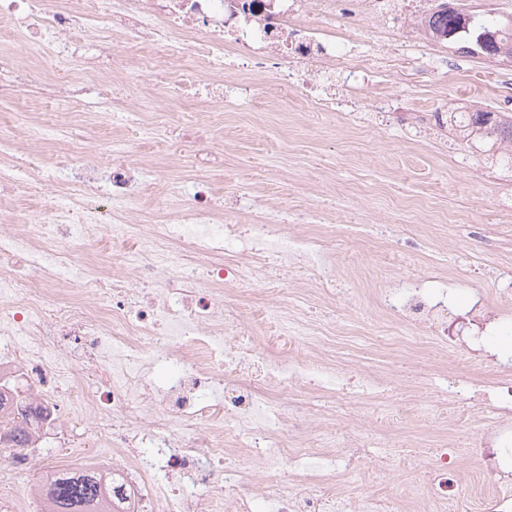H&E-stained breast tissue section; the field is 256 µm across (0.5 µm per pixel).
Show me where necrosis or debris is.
<instances>
[{"label":"necrosis or debris","instance_id":"4bbe7bcc","mask_svg":"<svg viewBox=\"0 0 512 512\" xmlns=\"http://www.w3.org/2000/svg\"><path fill=\"white\" fill-rule=\"evenodd\" d=\"M0 0V22L23 27L21 50L0 51V73L34 68V56L71 37L92 39L103 19L139 54L116 50L108 66L74 81L68 68L42 70L54 88L50 118L16 113L0 122V377L20 380L60 433L79 468L119 478L122 512H390L341 489L373 436L363 423L337 433L304 410L302 394L346 401L399 400L397 378L338 366L334 326L292 318L290 295L336 297L330 242L310 225L271 223L258 200L247 223L225 222L205 176L158 175L163 204L143 218L146 171L132 163L140 143L178 123L156 100L134 102L142 86L179 79L223 103L225 89L250 87L268 59L291 61L286 87L309 111L332 112L337 97L375 89L366 52L338 41L343 28L377 18L402 30L429 0ZM249 55L246 69L226 59ZM180 62L173 72L171 62ZM112 89V134L71 137L78 98ZM41 190V208L16 202ZM448 279L388 276L376 291L396 349L418 329L438 357L480 365L491 338L512 317L482 294L460 304ZM262 294L261 317L236 309ZM280 352H271L270 340ZM495 424L475 440L483 474L512 477V365L487 383ZM99 451L88 457L76 424ZM341 446H332V437ZM425 512H448L452 457L437 449Z\"/></svg>","mask_w":512,"mask_h":512}]
</instances>
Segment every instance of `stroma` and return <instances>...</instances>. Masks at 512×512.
I'll use <instances>...</instances> for the list:
<instances>
[{
    "label": "stroma",
    "instance_id": "stroma-1",
    "mask_svg": "<svg viewBox=\"0 0 512 512\" xmlns=\"http://www.w3.org/2000/svg\"><path fill=\"white\" fill-rule=\"evenodd\" d=\"M403 40L423 44L424 55L456 59L447 76L435 78L406 67L394 69L390 82L401 97L402 112L384 117L382 127L366 122L370 96L356 100L350 119L339 114L306 112L296 92L283 107H267L265 93L227 90L224 125L215 127L205 170L225 199L259 196L272 218L282 214L322 211L336 236L335 303L317 301L315 312L336 317L352 345L343 347L338 363L362 366L377 375H398L407 400L420 399L434 416L404 429L380 418L376 406L358 401L345 404L309 396L323 416L344 423L362 421L373 430L366 453L369 469L351 477L348 494L401 504L402 484L419 483L429 448H453L460 478L451 512H470L480 495L478 455L468 451V439L493 419L471 415L469 400H448L437 389H422L423 376L440 371L466 377L470 366L448 358L440 364L414 367L395 357L391 346L363 340L367 317L377 316L372 290L384 274L417 276L436 269L452 271L463 282L459 298L479 289L499 296V274L512 266V161L490 139L465 141L456 133L408 139L404 110L418 100L434 107L512 113L502 100L512 84V63L482 56H462L457 42L422 43L418 27L404 30ZM48 90L37 80H20L15 91L0 97V120H11L18 104L46 111ZM176 140L165 131L141 144L135 157L148 169L163 168L170 178L190 177L171 148ZM409 443L401 464V484L389 482L382 469L388 441Z\"/></svg>",
    "mask_w": 512,
    "mask_h": 512
}]
</instances>
